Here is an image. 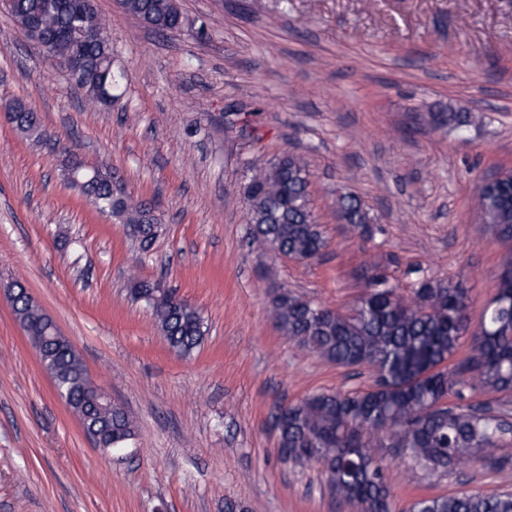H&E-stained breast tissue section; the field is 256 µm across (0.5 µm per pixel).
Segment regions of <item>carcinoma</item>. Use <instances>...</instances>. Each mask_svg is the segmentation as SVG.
I'll list each match as a JSON object with an SVG mask.
<instances>
[{"label": "carcinoma", "instance_id": "1", "mask_svg": "<svg viewBox=\"0 0 512 512\" xmlns=\"http://www.w3.org/2000/svg\"><path fill=\"white\" fill-rule=\"evenodd\" d=\"M19 28L39 6L41 30L54 34L78 15L76 31L51 44L57 62L86 59L90 68H109L112 46L93 36L100 16L94 0H4ZM134 17L151 15L164 35L182 27V13L173 0H121ZM437 126L460 133L481 115L448 109L431 115ZM17 131L43 144L52 139L36 113L12 115ZM114 175L108 166L82 186L86 199L100 212L131 228L132 237L147 252L158 236L152 205L129 206L112 195ZM309 173L302 159L288 154L257 169L247 185L253 242L265 250L299 262L323 255L327 240L310 205ZM336 213L345 232L372 236L369 211L350 193L336 196ZM476 217L485 235L512 242V172L484 187L476 201ZM364 291L348 313L322 306L286 288L272 299V314L288 339L321 360L350 369L366 368L373 384L363 390L320 392L279 406L274 424L281 459L293 466L322 467L330 493L359 512H393V493L385 458L409 460L434 477L477 462L499 469L512 461L499 450L512 445L509 411L486 404H464V390L489 393L512 390V249L500 262L494 305L480 327L469 331L468 290L452 278H422L408 293L396 278L373 266L360 273ZM157 283L140 281L131 288L133 300L150 308L168 345L181 355L200 344L206 327L201 314L175 294L154 296ZM16 319L51 372L55 386L85 419L105 450L125 448L137 431L135 419L123 407L106 408L87 383L80 356L69 341L52 332L42 310L27 290L13 285ZM470 337V355L457 368L445 366ZM460 400L445 409L436 405L449 397ZM409 512H512V492L453 494L425 497Z\"/></svg>", "mask_w": 512, "mask_h": 512}]
</instances>
